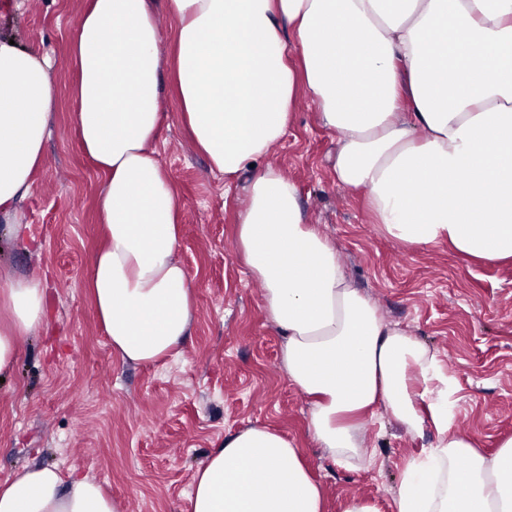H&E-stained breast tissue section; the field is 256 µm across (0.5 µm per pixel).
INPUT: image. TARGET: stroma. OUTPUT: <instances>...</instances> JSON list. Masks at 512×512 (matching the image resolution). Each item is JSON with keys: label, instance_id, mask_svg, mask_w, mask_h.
I'll return each instance as SVG.
<instances>
[{"label": "stroma", "instance_id": "1", "mask_svg": "<svg viewBox=\"0 0 512 512\" xmlns=\"http://www.w3.org/2000/svg\"><path fill=\"white\" fill-rule=\"evenodd\" d=\"M86 0H0V37L50 57L58 97L47 161L21 202L25 238L0 225V278H37L47 313L21 343L12 377L0 383V481L25 466L54 465L87 476L121 512H189L194 473L225 435L260 423L295 439L324 485L327 512L351 497L393 512L407 462L436 442L387 412L363 425L375 460L334 466L307 432L309 408L281 365L282 339L263 306V287L238 258L240 188L213 175L165 93L158 142L182 210L177 256L196 291L197 312L178 356L149 366L115 355L86 288L103 241L96 199L103 179L71 132L69 43ZM337 144L314 102L299 94L271 157L294 182L310 223L334 244L346 274L391 323L438 354L455 384V430L485 454L512 437V263L479 264L441 242L394 244L371 216L363 191L337 183Z\"/></svg>", "mask_w": 512, "mask_h": 512}]
</instances>
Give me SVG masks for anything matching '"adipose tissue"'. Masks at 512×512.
<instances>
[{"label": "adipose tissue", "instance_id": "1", "mask_svg": "<svg viewBox=\"0 0 512 512\" xmlns=\"http://www.w3.org/2000/svg\"><path fill=\"white\" fill-rule=\"evenodd\" d=\"M183 120L212 173L243 181L236 248L264 288L308 431L335 466L375 453L361 437L377 408L436 443L409 461L395 512H512V438L493 455L454 431V387L436 354L389 324L308 223L297 186L269 157L299 92L339 134L332 169L362 189L404 248L447 242L483 263L512 260V0H165ZM162 35L153 0H89L70 42L73 131L103 177L105 243L87 286L123 361L152 364L190 334L194 294L177 258V191L155 148ZM296 46L300 69L288 64ZM51 64L0 38V221L46 162L58 105ZM46 315L36 279L0 280V377ZM325 489L285 434L254 424L196 470L190 512H325ZM0 512H119L95 480L27 466L0 482Z\"/></svg>", "mask_w": 512, "mask_h": 512}]
</instances>
